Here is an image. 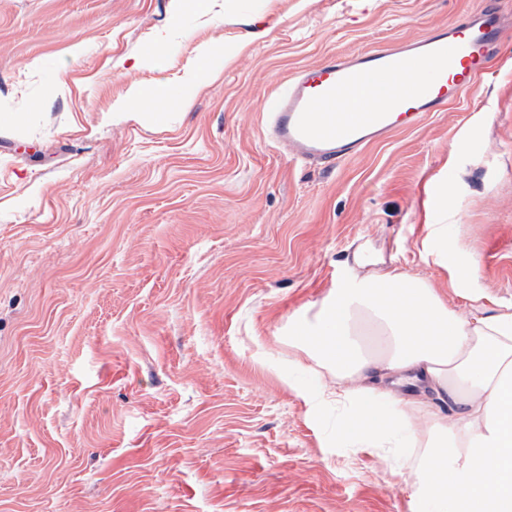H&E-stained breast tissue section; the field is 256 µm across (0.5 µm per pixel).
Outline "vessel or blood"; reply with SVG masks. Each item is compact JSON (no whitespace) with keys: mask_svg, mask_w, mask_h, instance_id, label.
Returning <instances> with one entry per match:
<instances>
[{"mask_svg":"<svg viewBox=\"0 0 512 512\" xmlns=\"http://www.w3.org/2000/svg\"><path fill=\"white\" fill-rule=\"evenodd\" d=\"M505 31L497 9L486 7L415 41L303 66L263 102L266 132L292 161L335 167L457 101L500 58ZM398 85L410 93L394 94ZM358 88L367 89L368 108L347 111Z\"/></svg>","mask_w":512,"mask_h":512,"instance_id":"obj_1","label":"vessel or blood"}]
</instances>
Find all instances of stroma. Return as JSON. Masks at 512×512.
Segmentation results:
<instances>
[{
    "instance_id": "stroma-1",
    "label": "stroma",
    "mask_w": 512,
    "mask_h": 512,
    "mask_svg": "<svg viewBox=\"0 0 512 512\" xmlns=\"http://www.w3.org/2000/svg\"><path fill=\"white\" fill-rule=\"evenodd\" d=\"M490 4L512 15L0 0V512H421L407 467L289 387L286 336L364 246L459 311L471 262L512 299V32L456 103L332 169L276 151L260 106L299 67ZM202 67L189 108L122 109Z\"/></svg>"
}]
</instances>
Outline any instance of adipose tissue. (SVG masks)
Returning a JSON list of instances; mask_svg holds the SVG:
<instances>
[{
  "mask_svg": "<svg viewBox=\"0 0 512 512\" xmlns=\"http://www.w3.org/2000/svg\"><path fill=\"white\" fill-rule=\"evenodd\" d=\"M468 312L394 268L337 289L288 346L336 437L407 465L427 512H512V302Z\"/></svg>",
  "mask_w": 512,
  "mask_h": 512,
  "instance_id": "adipose-tissue-1",
  "label": "adipose tissue"
}]
</instances>
